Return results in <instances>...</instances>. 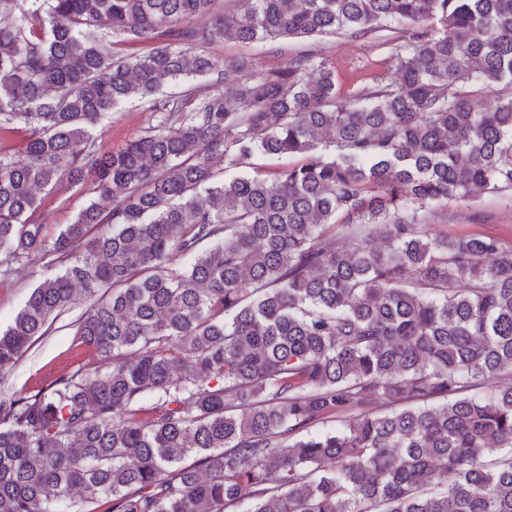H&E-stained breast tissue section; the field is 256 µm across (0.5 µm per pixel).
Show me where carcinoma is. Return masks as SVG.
I'll return each instance as SVG.
<instances>
[{"label":"carcinoma","instance_id":"cac0c4a2","mask_svg":"<svg viewBox=\"0 0 512 512\" xmlns=\"http://www.w3.org/2000/svg\"><path fill=\"white\" fill-rule=\"evenodd\" d=\"M226 2L0 0V275L59 265L0 373L79 303L92 358L0 397V512H512V246L434 231L512 190V0ZM335 35L384 49L351 96L210 54ZM151 113L143 112L137 102H126L99 122L97 132L104 131L100 139L102 151H112L123 146L143 127L151 122ZM83 202V199L73 191L62 190L43 201L41 214L46 224H67Z\"/></svg>","mask_w":512,"mask_h":512}]
</instances>
